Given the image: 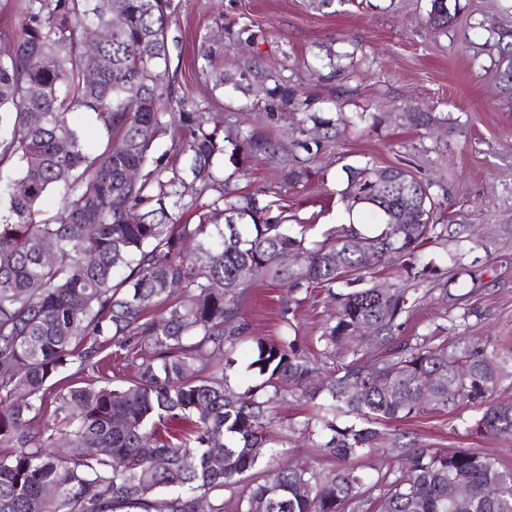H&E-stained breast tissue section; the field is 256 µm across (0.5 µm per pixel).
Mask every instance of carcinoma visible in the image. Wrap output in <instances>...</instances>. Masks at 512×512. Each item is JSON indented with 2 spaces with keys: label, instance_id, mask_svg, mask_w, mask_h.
Returning a JSON list of instances; mask_svg holds the SVG:
<instances>
[{
  "label": "carcinoma",
  "instance_id": "cac0c4a2",
  "mask_svg": "<svg viewBox=\"0 0 512 512\" xmlns=\"http://www.w3.org/2000/svg\"><path fill=\"white\" fill-rule=\"evenodd\" d=\"M14 8L16 26L0 46V512H459L448 496L456 483L469 491L465 512H512V469L498 458L421 448L376 428L425 408L475 405L481 413L462 422L466 433L512 439V402L493 398L512 377V349L432 332L387 348L419 305L418 289L362 286L392 250L404 278L429 275L424 245L448 241V225L430 223L429 188L403 168L388 167L384 180L374 163L346 164L342 202L369 207L382 229L343 227L308 246L284 212L228 189L214 169L225 157L237 166L264 157L299 183L336 137L342 112L309 111L308 94L255 62L224 74V22L216 21L201 41L199 71L216 89L265 85L271 119L281 108L301 114L295 147L307 157L283 159L264 129L226 132L179 94L169 67L173 0H15ZM455 16L447 0H430L432 27L446 30ZM484 47L512 95V28H498ZM73 112L94 116L98 150L84 148ZM177 128L185 136L172 148L184 164L152 157ZM189 180L218 196L197 223L180 224L174 210L194 206L185 201ZM51 191L61 199L55 216L41 209ZM48 248L57 253L51 264L42 260ZM285 254L296 264L282 265ZM243 268L292 293L319 288L335 303L316 349L288 335L252 339L248 369L265 377L254 389L227 374L250 333L240 313ZM319 356L336 358L333 371L321 372ZM130 363L136 377L118 379ZM424 377L432 385L421 386ZM285 395L316 408L290 431L334 456L336 469L277 462L269 428ZM340 414L356 422L340 425ZM145 442L165 466L142 454ZM381 450L397 468L372 481L352 465ZM260 466L262 482L241 489ZM47 486L56 494L44 495ZM172 487L190 494L159 502Z\"/></svg>",
  "mask_w": 512,
  "mask_h": 512
}]
</instances>
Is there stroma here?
I'll use <instances>...</instances> for the list:
<instances>
[{
  "instance_id": "obj_1",
  "label": "stroma",
  "mask_w": 512,
  "mask_h": 512,
  "mask_svg": "<svg viewBox=\"0 0 512 512\" xmlns=\"http://www.w3.org/2000/svg\"><path fill=\"white\" fill-rule=\"evenodd\" d=\"M170 18L174 39L170 67L181 91L198 108L211 112L225 128L249 129L270 124L281 144L297 140L294 114L269 119L261 87L250 92L213 89L195 70L201 41L216 17L227 28L251 21L256 42L224 38L225 72H237L250 58L311 95L313 111L340 107L352 116L340 127L334 143L317 156L310 179L286 185L280 170L256 159L244 172L231 173V190L282 197L292 224L306 225L308 242L323 240L332 230L357 220L365 225L363 207L346 210L338 196L342 167L376 161L402 167L429 185L441 224H465L469 230L448 244L427 245L424 254L433 272L420 285L422 301L404 316L398 338L426 333L474 309L463 335L492 338L512 348V96L495 75L497 61L483 43L486 27H512V0H460L458 20L448 30L426 23L429 0H351L346 11L330 14L311 8L309 0H177ZM332 57L319 76L308 66ZM429 112L434 122L415 129L406 115ZM292 306L299 344L312 348L333 304L314 293L294 303L286 287L269 280L252 283L241 311L253 335H282L281 310ZM310 405L287 398L277 404L272 436L283 442V463L335 469L334 457L320 454L290 425L310 414ZM478 409L458 413L428 411L417 418L383 425V432H406L428 448H479L512 466V440L468 435L460 419L478 416Z\"/></svg>"
}]
</instances>
